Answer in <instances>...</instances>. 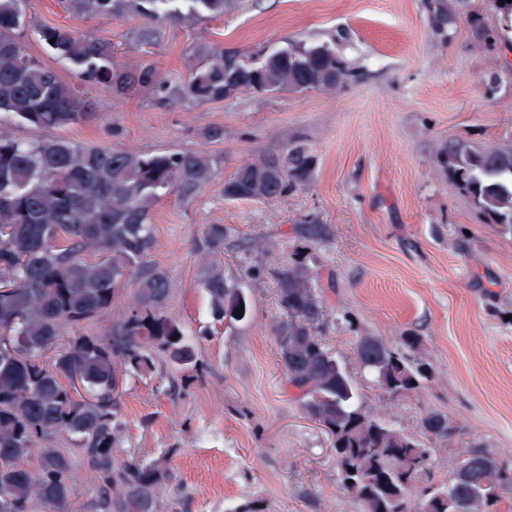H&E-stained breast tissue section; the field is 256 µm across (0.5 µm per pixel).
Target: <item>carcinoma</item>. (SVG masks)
<instances>
[{
  "mask_svg": "<svg viewBox=\"0 0 512 512\" xmlns=\"http://www.w3.org/2000/svg\"><path fill=\"white\" fill-rule=\"evenodd\" d=\"M69 0L79 17L128 13L148 21L222 16L229 0ZM466 0H433L431 26L453 28ZM500 21L472 26L478 43L512 33V2L491 0ZM32 28L51 55L64 60L84 85L123 97L147 91L160 100L222 101L243 90L330 91L355 77L335 43L283 48L245 63L220 47L199 50L188 80L173 84L154 66L120 68L108 40L63 26L37 24L28 0H0V114L22 124L60 131L94 115L91 98L31 56L18 33ZM448 183L470 198L489 224L512 231V140L488 148L450 141L437 152ZM301 145L264 154L224 182L231 200L274 202L311 171ZM216 175L204 150L135 153L64 138L20 142L0 133V512H70L77 479L68 436L97 482L96 512H161L169 487L168 459H122L114 449L125 431L118 377L166 370L186 379L204 365L166 308L167 275L149 265L154 205L179 190H196ZM228 229L202 231V287L212 316L224 321V300L241 290L224 277ZM285 318L275 324L288 385L330 438L341 487L362 512H498L512 478L487 450L454 456L445 482L433 480L432 449L384 422L360 402L358 387L320 336L328 318L306 265L276 273ZM115 310L112 328L86 334L85 325ZM357 357L390 397L419 393L435 372L420 337L391 347L362 336ZM424 430L452 446L461 429L448 415L428 412Z\"/></svg>",
  "mask_w": 512,
  "mask_h": 512,
  "instance_id": "cac0c4a2",
  "label": "carcinoma"
}]
</instances>
